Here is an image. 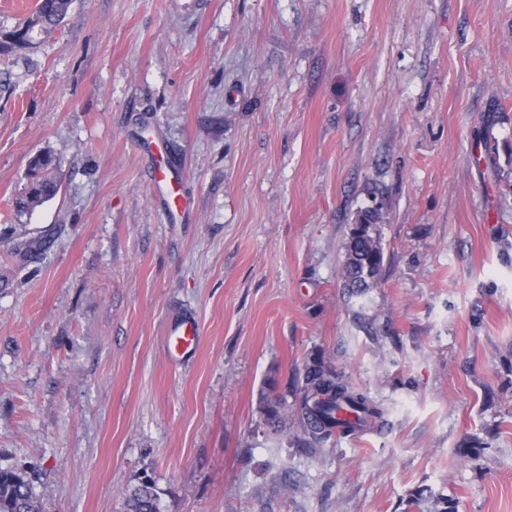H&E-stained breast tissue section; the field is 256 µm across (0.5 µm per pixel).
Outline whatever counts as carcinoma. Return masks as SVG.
Here are the masks:
<instances>
[{"mask_svg":"<svg viewBox=\"0 0 512 512\" xmlns=\"http://www.w3.org/2000/svg\"><path fill=\"white\" fill-rule=\"evenodd\" d=\"M72 0H37L36 8L0 41V55L33 48V34L48 33L61 25ZM56 157L49 151L33 156L28 163L23 190L11 203L17 216L30 214L56 196L59 183L54 176ZM382 208H361L348 225L347 242L341 266L344 285L352 295L364 293L377 284L384 265V250L379 231ZM304 410V433L308 444L317 445L336 429L345 434H360L387 422V411L367 392L336 373L320 354L306 364L303 381L297 384ZM286 398L262 391L259 410L275 431L284 425ZM127 512H160L159 495L149 480L141 482L126 496ZM0 512H42L41 503L30 483L18 471L0 469Z\"/></svg>","mask_w":512,"mask_h":512,"instance_id":"cac0c4a2","label":"carcinoma"}]
</instances>
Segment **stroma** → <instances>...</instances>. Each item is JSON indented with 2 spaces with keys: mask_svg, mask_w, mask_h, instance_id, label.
<instances>
[{
  "mask_svg": "<svg viewBox=\"0 0 512 512\" xmlns=\"http://www.w3.org/2000/svg\"><path fill=\"white\" fill-rule=\"evenodd\" d=\"M34 43L0 56V468L43 512L145 479L162 512H512V0H74ZM46 148L60 191L16 216ZM316 352L383 431L309 446L292 399L270 430ZM382 206L361 208L349 224L341 276L350 295L373 288L384 265V250L379 231L383 223ZM284 396H271L270 392L262 390L259 398V410L265 421L276 432L284 425V407L286 406Z\"/></svg>",
  "mask_w": 512,
  "mask_h": 512,
  "instance_id": "stroma-1",
  "label": "stroma"
}]
</instances>
